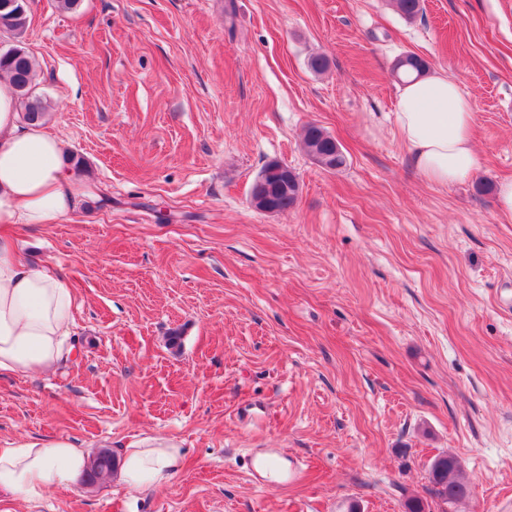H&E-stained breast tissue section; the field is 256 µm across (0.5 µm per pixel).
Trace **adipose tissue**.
<instances>
[{"mask_svg": "<svg viewBox=\"0 0 512 512\" xmlns=\"http://www.w3.org/2000/svg\"><path fill=\"white\" fill-rule=\"evenodd\" d=\"M414 168L430 183L467 181L477 166L475 113L448 76L404 80L395 114ZM86 186L76 184L62 141L40 122L21 123L15 89L0 80V224H61ZM75 297L53 273L26 263L12 235L0 234V376L55 371L71 352ZM182 453L169 439L148 437L121 453L119 479L142 490L166 484ZM89 456L68 439H20L0 448V494L35 502L82 474Z\"/></svg>", "mask_w": 512, "mask_h": 512, "instance_id": "ef3b65f1", "label": "adipose tissue"}]
</instances>
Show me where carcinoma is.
Returning a JSON list of instances; mask_svg holds the SVG:
<instances>
[{
	"mask_svg": "<svg viewBox=\"0 0 512 512\" xmlns=\"http://www.w3.org/2000/svg\"><path fill=\"white\" fill-rule=\"evenodd\" d=\"M399 14L414 20L423 13V0H393ZM28 13L11 11L6 22L12 43L0 47V72L6 74L15 87L20 113L27 122L41 120L47 113L44 100L36 95L32 88L34 61L22 46V38L27 29ZM393 71L399 79L412 74L421 75L426 71V63L415 54L408 53L398 58ZM333 138L323 129L310 125L306 128L303 145L313 160L323 163L327 170H338L346 164L343 153H333ZM274 207L278 212L293 208L299 198L301 187L298 176L288 170V180L274 174L270 181ZM114 458L107 449L98 451L92 460L87 479L94 482L112 473ZM428 492L432 501L415 498L407 506L408 512H431V503L441 506L440 512H449L456 503L468 498L472 486L461 474V464L451 453H442L434 457L427 471Z\"/></svg>",
	"mask_w": 512,
	"mask_h": 512,
	"instance_id": "1",
	"label": "carcinoma"
}]
</instances>
